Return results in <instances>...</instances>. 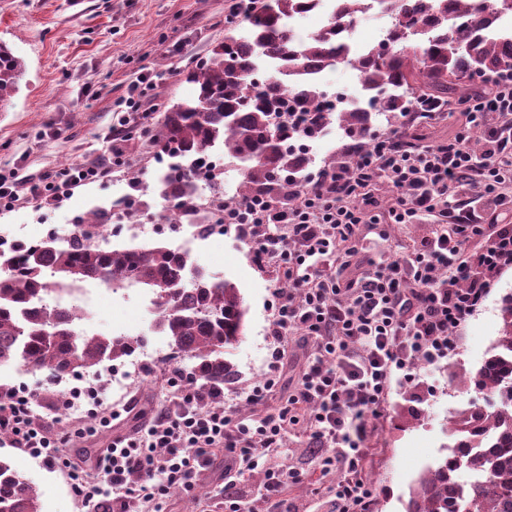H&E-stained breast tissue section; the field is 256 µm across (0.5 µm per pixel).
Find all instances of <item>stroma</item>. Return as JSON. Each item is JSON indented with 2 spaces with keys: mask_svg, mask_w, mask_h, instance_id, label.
<instances>
[{
  "mask_svg": "<svg viewBox=\"0 0 512 512\" xmlns=\"http://www.w3.org/2000/svg\"><path fill=\"white\" fill-rule=\"evenodd\" d=\"M229 0H0V41L21 57L27 71L9 106L0 111V168L23 167L32 178L61 168L63 162L94 160L109 144L113 104L124 94L135 72L157 76L155 97L148 104L147 127L157 126L166 103L191 96L194 86L185 71L206 58L224 39ZM48 136L37 139L38 131ZM129 163L116 167L110 181L76 188L63 201L40 207L24 204L0 213V238L24 240L53 230L69 235L78 216L113 200L151 189L160 172L154 146L129 145ZM428 224L361 225L359 246L379 261L405 257L414 242L430 234ZM193 261L207 273L230 278L239 287L247 309L245 333L229 358L239 375L224 386V406L242 417L245 397L268 367V336L273 316L272 292L277 275L259 262L251 244L235 227L223 238L198 242ZM512 293V267L466 322L453 330V347L430 365H415L411 380L394 377L381 416L372 419L367 442L366 472L376 486L370 512H403L411 486L446 453L447 420L477 398L465 380L480 367L502 325L501 299ZM145 291L118 292L100 287L88 315V329L101 336H138L155 351V365L134 374L123 388L105 385L104 398L112 418L108 426L85 438H73L85 414H61L56 397L66 383L50 374L18 366L0 367V385L27 389L37 419L50 433L63 437L72 465L97 474V460L112 439L143 433L160 411L171 405L170 379L189 373L193 363L177 359L165 336L154 332V309ZM308 356L302 336L284 348L280 386L258 414L277 407L294 390ZM278 460L295 468L297 479L286 494L310 507L332 512L321 488L328 479L314 465L300 436L289 435ZM0 459L8 461L36 490L40 512H87L72 488L66 469L51 466L0 441ZM232 458L216 454L194 479L195 492L166 497L163 512H224V469Z\"/></svg>",
  "mask_w": 512,
  "mask_h": 512,
  "instance_id": "stroma-1",
  "label": "stroma"
}]
</instances>
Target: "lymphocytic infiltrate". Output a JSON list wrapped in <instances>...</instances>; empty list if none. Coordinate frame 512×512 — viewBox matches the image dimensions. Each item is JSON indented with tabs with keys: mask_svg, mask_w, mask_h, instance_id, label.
Wrapping results in <instances>:
<instances>
[{
	"mask_svg": "<svg viewBox=\"0 0 512 512\" xmlns=\"http://www.w3.org/2000/svg\"><path fill=\"white\" fill-rule=\"evenodd\" d=\"M156 83L140 73L113 107L112 130L122 141L146 137L140 112ZM468 126L448 140L413 150L398 133L378 137L355 154L350 174H321L295 192L287 209L253 199L229 211L225 223L253 240L260 260L275 265L288 285L273 293L268 371L250 395L259 404L274 395L279 364L292 332H301L309 360L285 405L247 422L233 419L193 379L174 391L175 410L163 411L140 437L118 438L98 460L103 484L70 472L72 489L89 512H128L132 502L160 505L171 487L190 488L193 475L222 451L238 471L262 470L260 495L268 512H307L282 497L292 469L271 464L288 434L301 430L322 474L340 472L332 485L335 512H369L375 488L365 476L370 417L379 415L395 371L412 357L447 356L449 329L482 303L494 278L512 266V78L465 103ZM123 150L72 164L39 180L19 168L0 171V209L20 199L49 205L73 189L103 183ZM393 190L381 206L376 182ZM451 222L450 232L423 238L408 260L372 262L355 279L344 273L357 254L363 224ZM497 224L491 243L470 248L484 221ZM27 396L0 398V431L17 448L46 463L66 464L62 441L33 420ZM163 475L154 483V475Z\"/></svg>",
	"mask_w": 512,
	"mask_h": 512,
	"instance_id": "lymphocytic-infiltrate-1",
	"label": "lymphocytic infiltrate"
}]
</instances>
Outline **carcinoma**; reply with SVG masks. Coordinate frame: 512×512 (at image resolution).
Here are the masks:
<instances>
[{"instance_id":"obj_1","label":"carcinoma","mask_w":512,"mask_h":512,"mask_svg":"<svg viewBox=\"0 0 512 512\" xmlns=\"http://www.w3.org/2000/svg\"><path fill=\"white\" fill-rule=\"evenodd\" d=\"M318 2L249 0L231 6L224 41L187 73L196 96L166 106L153 135L161 152L178 159L171 167L177 175L160 177L152 188L170 210L194 215L200 179L217 184V176L209 170L200 174L195 161L211 147H223L224 157L238 166V200L266 197L286 209L295 189L309 180L306 160L290 147L292 139L313 138L337 123L351 140L334 159L344 167L348 156L372 147L375 116L432 107L442 112L474 92V78L512 76V28H497L498 20L512 18V0H483L473 12L469 0H457L454 23L448 22V0H380L393 46L384 57L376 46L359 56L345 50L343 33L371 9L368 0H332L327 25L296 38L288 19ZM240 14L246 22L242 33L233 21ZM339 64L357 72L376 111L356 106L337 114L323 111L326 93L305 72ZM25 72L24 60L0 41V107L18 90ZM102 223V214L91 212L68 244L50 237L34 248L0 251V366L17 364L58 377L130 356L141 338L85 335L72 315L32 304L88 279L114 290L136 283L153 292L154 330L193 361L200 386L212 393L224 390L236 375L225 354L245 330L239 288L163 244L108 248L87 229ZM501 316L495 345L468 381L477 393L496 396L503 405L490 410L474 403L457 411L449 421L448 455L420 475L405 512H512V388L502 389L512 383V294L503 298ZM458 503L460 511L454 509ZM0 512H40L34 487L2 460Z\"/></svg>"}]
</instances>
